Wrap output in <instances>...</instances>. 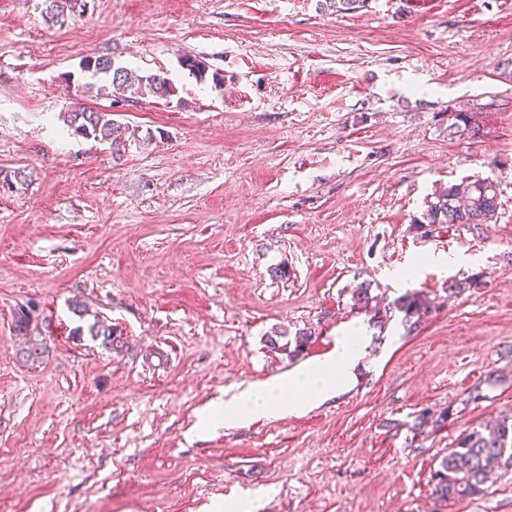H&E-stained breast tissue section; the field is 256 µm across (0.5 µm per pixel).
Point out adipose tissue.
Masks as SVG:
<instances>
[{
    "instance_id": "obj_1",
    "label": "adipose tissue",
    "mask_w": 512,
    "mask_h": 512,
    "mask_svg": "<svg viewBox=\"0 0 512 512\" xmlns=\"http://www.w3.org/2000/svg\"><path fill=\"white\" fill-rule=\"evenodd\" d=\"M363 356L358 335L340 337L323 360L303 365L286 375L250 384L231 400L212 403L199 422L201 428L219 427L272 414L297 413L346 391Z\"/></svg>"
}]
</instances>
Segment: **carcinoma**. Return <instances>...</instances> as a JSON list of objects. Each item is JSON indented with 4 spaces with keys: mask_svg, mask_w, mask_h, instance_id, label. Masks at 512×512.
<instances>
[{
    "mask_svg": "<svg viewBox=\"0 0 512 512\" xmlns=\"http://www.w3.org/2000/svg\"><path fill=\"white\" fill-rule=\"evenodd\" d=\"M73 2L42 0L41 14L46 22L62 25L64 11L74 12ZM180 66L200 83L209 81L215 88L224 84L221 73H208L206 63L195 56L181 57ZM80 68L93 79V82L79 86L86 95L104 96L115 85L128 94L131 101L148 97L167 101L174 95V84L166 74H144L115 64L110 56H87L82 59ZM63 119L68 134L74 137L108 142L116 154L126 146L125 132L106 110L71 105ZM499 196L498 182L489 178L476 179L462 186L451 184L425 201V210L416 223L488 224L497 216ZM351 302L352 308L371 314L370 323L381 331L395 310L403 313V323L411 332L432 308L429 300L418 295L406 294L393 303L387 302L385 298L371 294L367 283L352 292ZM89 333L117 352L125 346L122 334L104 320L98 319L90 325ZM496 469H512V422L505 419L486 433L473 428L459 435L455 447L442 457L440 468L435 472L436 497L448 501L478 496L484 492L489 475Z\"/></svg>",
    "mask_w": 512,
    "mask_h": 512,
    "instance_id": "1",
    "label": "carcinoma"
}]
</instances>
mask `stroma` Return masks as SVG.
Masks as SVG:
<instances>
[{"label": "stroma", "instance_id": "35a3bbf8", "mask_svg": "<svg viewBox=\"0 0 512 512\" xmlns=\"http://www.w3.org/2000/svg\"><path fill=\"white\" fill-rule=\"evenodd\" d=\"M36 3L0 0V170L25 176L0 192V512H512L511 469L434 494L463 431L512 419V0H89L61 27ZM103 54L177 89L95 100L136 133L118 158L59 118ZM478 177L500 184L495 220L419 225ZM364 282L432 309L374 343ZM305 327L300 353L266 342ZM353 328L350 390L198 432L204 407ZM89 333L96 339H102V343L108 345L112 350L121 352L125 346L122 334L117 332L115 327L107 324L99 318L89 327Z\"/></svg>", "mask_w": 512, "mask_h": 512}]
</instances>
